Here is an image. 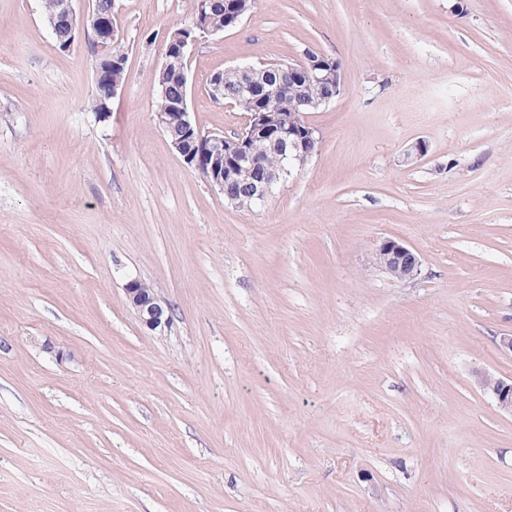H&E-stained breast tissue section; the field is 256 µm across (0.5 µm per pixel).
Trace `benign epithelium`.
<instances>
[{
  "instance_id": "7a95c632",
  "label": "benign epithelium",
  "mask_w": 512,
  "mask_h": 512,
  "mask_svg": "<svg viewBox=\"0 0 512 512\" xmlns=\"http://www.w3.org/2000/svg\"><path fill=\"white\" fill-rule=\"evenodd\" d=\"M247 6L239 0H226L224 25H216L211 17L199 12L191 24L173 33L168 41L165 58L160 66L168 70L175 61L186 58L189 48L199 40L233 28L244 18ZM109 17L89 10L77 18L73 0H59L56 14L48 18L53 34L68 31V40L59 43L63 50L71 48L80 31L89 27L100 35L98 49L105 57L112 58L113 65L125 63L124 54L114 50V37L103 36ZM277 66L288 72L294 98L302 99L308 111L314 112L328 106L340 95L343 87L342 70L337 60L326 54L305 49L302 59L279 62ZM243 76L238 93L248 95L258 103L255 112L248 115L244 128L233 138L222 133L204 134L197 126L194 113L190 112L188 99L183 97L167 112L156 113V121L163 133L174 134L170 144L183 163L198 171H207L208 183L224 195V201L236 208L252 209L264 205L275 195L278 185L302 170L317 153L315 142L321 139L319 130L305 120H290L279 114L275 92L253 80L258 71L254 65L237 67ZM264 136L273 145L275 161L258 156L251 150L252 139ZM250 173L248 194L243 198L224 194L225 184L240 172ZM376 263L390 276L404 280L415 276L419 268L417 254L398 239L388 238L377 246ZM125 295L139 319L151 330L164 331L172 322L171 309L163 305L153 289L142 286V281L132 278L125 284ZM480 386L492 395L498 407L512 414V379L505 380L489 375L479 379Z\"/></svg>"
}]
</instances>
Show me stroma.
I'll return each instance as SVG.
<instances>
[{"instance_id": "obj_1", "label": "stroma", "mask_w": 512, "mask_h": 512, "mask_svg": "<svg viewBox=\"0 0 512 512\" xmlns=\"http://www.w3.org/2000/svg\"><path fill=\"white\" fill-rule=\"evenodd\" d=\"M191 20L115 0L102 117L92 30L63 51L41 0H0V512H512V414L479 386L512 378V0H255L201 39L189 107L228 137L213 72L341 63L317 154L252 210L154 119ZM386 238L417 276L374 264ZM376 263L390 276L404 280L415 276L419 268L417 254L398 239H384L375 251ZM144 286V288H143ZM138 278H132L125 284V295L139 319L150 329L160 332L168 329L172 322L171 309L154 294L153 289Z\"/></svg>"}]
</instances>
